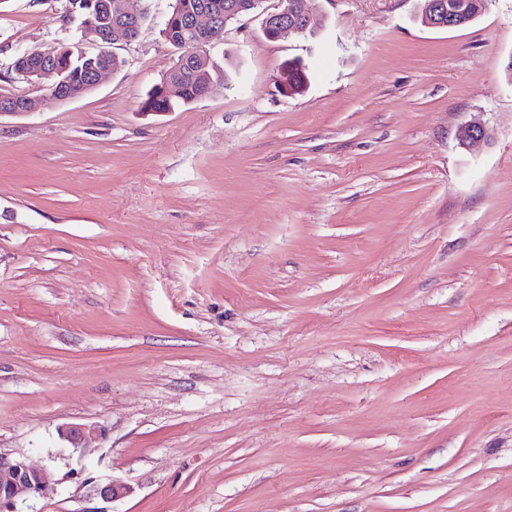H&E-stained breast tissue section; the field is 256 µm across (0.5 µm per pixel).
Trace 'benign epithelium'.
<instances>
[{"mask_svg": "<svg viewBox=\"0 0 512 512\" xmlns=\"http://www.w3.org/2000/svg\"><path fill=\"white\" fill-rule=\"evenodd\" d=\"M140 0H101L100 7L129 19L139 17L141 8L136 6ZM264 0H228L224 5V20L219 18L207 7L200 8L188 19L186 29L192 32V45L196 51L183 58L181 64H191V72L202 85H210L207 71L208 57L206 47L211 45L214 34L220 24H229L253 14ZM461 10L448 0H422L419 5L418 18L429 28L451 29L465 23L459 17ZM262 31L265 37L272 41L286 40L293 35L305 33L311 24L312 12L308 0H278L277 7L272 11L262 12ZM83 35L100 45L96 53L97 65L92 69L88 84L80 90L68 87L62 78L63 72L55 59V48L38 51L39 61L29 64L26 73L28 79L35 81L45 75L57 77L53 89V99L59 102L77 98L97 88L101 79L112 72V60L117 55L105 49L116 37L121 36L127 41L135 39L138 31L127 23L114 24L108 30H101L97 22L87 19L82 27ZM35 106L32 98L23 95H1L0 115L3 113H23L31 111ZM488 133L485 125L475 119L465 125L459 134L460 144L466 148H474L487 140ZM62 441L71 449V453L82 459L94 439V430L83 424H67L59 431ZM45 483L44 472L26 462L22 458H11L0 453V512H18L17 504L34 497L43 491ZM132 492L129 484L110 479L93 485L91 496L105 502L123 498Z\"/></svg>", "mask_w": 512, "mask_h": 512, "instance_id": "benign-epithelium-1", "label": "benign epithelium"}]
</instances>
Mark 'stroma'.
Segmentation results:
<instances>
[{
  "mask_svg": "<svg viewBox=\"0 0 512 512\" xmlns=\"http://www.w3.org/2000/svg\"><path fill=\"white\" fill-rule=\"evenodd\" d=\"M171 0L97 89L13 60L98 46L67 0H0V451L22 512H512V0H312L208 49L211 97L142 105ZM301 59L308 87L282 96ZM489 139L460 146L473 119ZM67 423L99 429L84 460ZM130 495L104 502L93 482ZM262 31L272 41L304 34L310 27L312 12L308 0H278L273 11L262 12ZM448 1L451 0L420 1L418 18L421 23L429 28L451 29L463 27L473 22L472 20L475 17L467 20L472 22L465 23L467 21L458 15L463 11L448 3ZM45 475L22 458H11L0 452V511L20 512L19 502H25L43 491ZM131 492L132 488L129 484L112 478L108 481L93 485L91 496L99 498L105 502H112L127 496Z\"/></svg>",
  "mask_w": 512,
  "mask_h": 512,
  "instance_id": "obj_1",
  "label": "stroma"
}]
</instances>
